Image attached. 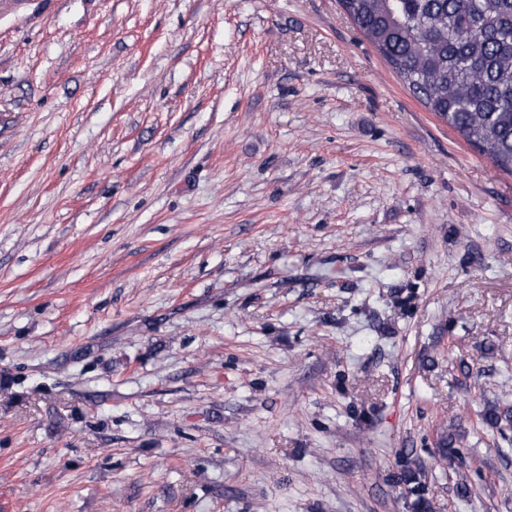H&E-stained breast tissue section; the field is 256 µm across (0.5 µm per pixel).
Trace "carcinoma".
<instances>
[{
	"label": "carcinoma",
	"instance_id": "carcinoma-1",
	"mask_svg": "<svg viewBox=\"0 0 512 512\" xmlns=\"http://www.w3.org/2000/svg\"><path fill=\"white\" fill-rule=\"evenodd\" d=\"M355 26L413 95L479 154L512 172V0H340ZM482 422L512 428V400L500 390ZM461 437L441 436L442 456L457 457ZM414 469V512H428Z\"/></svg>",
	"mask_w": 512,
	"mask_h": 512
}]
</instances>
